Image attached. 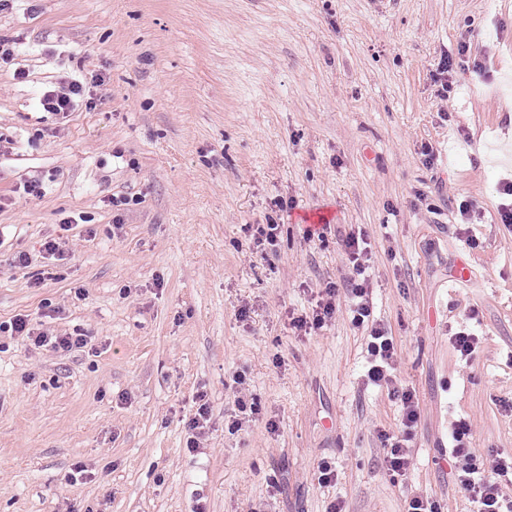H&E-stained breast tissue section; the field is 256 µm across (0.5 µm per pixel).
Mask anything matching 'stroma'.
<instances>
[{"mask_svg":"<svg viewBox=\"0 0 512 512\" xmlns=\"http://www.w3.org/2000/svg\"><path fill=\"white\" fill-rule=\"evenodd\" d=\"M0 38L19 47L0 61V322L94 345L0 334V512H406L419 494L470 512L453 423L478 458L512 457V230H456L460 201L495 211L512 179V0H13ZM464 40L489 76L457 70L441 98ZM95 74L93 108L40 107ZM351 231L418 402L402 476L378 438L400 409L364 383L347 298L309 335L290 324L348 276ZM467 322L466 362L449 330ZM470 50V46L466 41H462L458 44L457 48V58H453V56H446L442 60L440 68L437 70V80H444V83L442 82V92L441 96L446 97L445 94L448 93V87L451 86L450 79L453 77V73L455 72V69H457L459 66L464 67V64L466 62L465 57L468 51ZM458 59V60H457ZM450 83V84H449ZM10 332V336H25L38 348H46L53 352H70L87 348L91 338L82 333L75 336H49L45 332H36V329L29 327L27 316H15L9 324H0V333ZM206 392H198L196 399L198 400V408L195 416L191 418L188 422V429L190 431L191 437L188 439V448L194 449L197 448V438L201 436L204 432V429L207 427V423L209 421L210 414V406L208 403V399H206Z\"/></svg>","mask_w":512,"mask_h":512,"instance_id":"obj_1","label":"stroma"}]
</instances>
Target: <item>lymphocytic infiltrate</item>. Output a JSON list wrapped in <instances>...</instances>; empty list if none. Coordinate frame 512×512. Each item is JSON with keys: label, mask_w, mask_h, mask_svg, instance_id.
Instances as JSON below:
<instances>
[{"label": "lymphocytic infiltrate", "mask_w": 512, "mask_h": 512, "mask_svg": "<svg viewBox=\"0 0 512 512\" xmlns=\"http://www.w3.org/2000/svg\"><path fill=\"white\" fill-rule=\"evenodd\" d=\"M39 103L46 112L65 114L74 111L79 105H92L93 92L88 84L80 80H63L44 91ZM343 246L350 263V273L343 287L326 288L312 304L310 313L293 317L291 325L296 331L304 333L322 328L336 314L338 295L348 298L353 325L368 331L366 382L375 387L387 388L390 397L398 401L400 406L402 436L396 437L382 431L378 437L385 448L384 464L387 471L401 474L411 464L406 443L411 440L420 417L415 392L409 387L397 384L393 375L397 358L394 340L385 325L372 319L373 290L367 275V238L363 233L351 232L344 238ZM5 331L14 336L26 337L34 346L54 352L83 349L90 343L89 337L81 333L51 336L35 330L30 327L27 317L21 315L15 316L9 324H0V333ZM469 437L468 423L463 420L456 421L451 432L450 455L457 464V485L464 490L474 512H512V499L506 498L501 492L502 483L512 482V460L499 457L492 464H484L471 448Z\"/></svg>", "instance_id": "1"}]
</instances>
